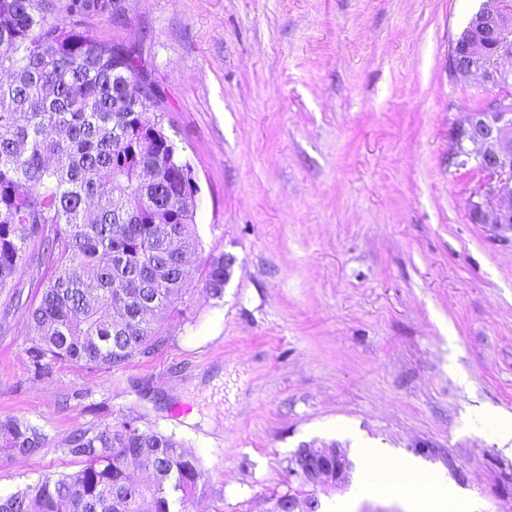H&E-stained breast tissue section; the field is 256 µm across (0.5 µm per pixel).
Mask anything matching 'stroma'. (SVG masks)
<instances>
[{
    "instance_id": "obj_1",
    "label": "stroma",
    "mask_w": 512,
    "mask_h": 512,
    "mask_svg": "<svg viewBox=\"0 0 512 512\" xmlns=\"http://www.w3.org/2000/svg\"><path fill=\"white\" fill-rule=\"evenodd\" d=\"M482 0H120L98 35L135 46L197 175L199 272L167 345L103 374L37 375L23 309L0 290V416L45 447L0 460V495L76 469V429L140 425L200 460L201 512H269L301 447L386 446L446 471L472 512H512V235L473 223L488 180L460 165L468 113L512 86L448 74ZM322 512H405L350 480ZM230 259L224 254L211 258L201 270V278L210 294L216 298L222 297L224 284L228 277Z\"/></svg>"
}]
</instances>
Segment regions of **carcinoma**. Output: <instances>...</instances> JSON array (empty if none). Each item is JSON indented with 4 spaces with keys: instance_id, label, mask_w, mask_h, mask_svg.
<instances>
[{
    "instance_id": "1",
    "label": "carcinoma",
    "mask_w": 512,
    "mask_h": 512,
    "mask_svg": "<svg viewBox=\"0 0 512 512\" xmlns=\"http://www.w3.org/2000/svg\"><path fill=\"white\" fill-rule=\"evenodd\" d=\"M115 0H0V289L35 330L38 372H108L168 342L170 304L199 259L195 176L165 127L158 85L134 81L133 47L97 35ZM201 278L224 293V256ZM43 429L0 417V459L45 446ZM78 468L0 495V512H195L204 472L174 435L130 420L77 429ZM151 473L140 483L128 463Z\"/></svg>"
}]
</instances>
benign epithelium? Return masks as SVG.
Masks as SVG:
<instances>
[{
	"mask_svg": "<svg viewBox=\"0 0 512 512\" xmlns=\"http://www.w3.org/2000/svg\"><path fill=\"white\" fill-rule=\"evenodd\" d=\"M505 58L512 59V0H483L471 16L467 34L452 41L449 73L456 80L480 75L491 84H509L512 69L501 67ZM457 139L459 155L490 174L469 200L472 221L512 231V108L497 104L485 112L469 113ZM289 467L310 491L288 495V512H317L312 488L319 484L344 488L353 463L339 447H303L290 458Z\"/></svg>",
	"mask_w": 512,
	"mask_h": 512,
	"instance_id": "7a95c632",
	"label": "benign epithelium"
}]
</instances>
